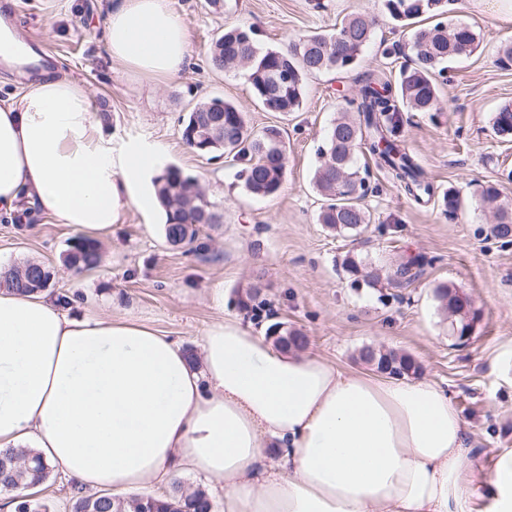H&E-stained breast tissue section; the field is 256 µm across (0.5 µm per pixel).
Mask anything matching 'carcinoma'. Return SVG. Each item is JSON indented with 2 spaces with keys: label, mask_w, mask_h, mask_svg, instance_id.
<instances>
[{
  "label": "carcinoma",
  "mask_w": 512,
  "mask_h": 512,
  "mask_svg": "<svg viewBox=\"0 0 512 512\" xmlns=\"http://www.w3.org/2000/svg\"><path fill=\"white\" fill-rule=\"evenodd\" d=\"M441 0H387L390 18L398 23L423 14L440 16ZM377 22L360 13L351 14L330 34L314 32L288 40L281 50H262L252 26L224 29L212 40L209 64L216 70L243 68L256 102L269 112H295L303 101L304 80L309 75L344 72L355 67L374 37ZM468 53L478 47L476 33L467 25L447 26L439 21L412 33L413 65L400 70L396 84L378 85L368 81L356 96L345 100L343 115L336 120L318 155L322 158L313 176V186L323 198L319 223L338 233L363 232L369 215L361 200L366 195L365 178L356 165L357 152L365 149L404 191L422 202L433 195V184L408 154L399 139L401 114L425 112L435 117L441 111L437 78L443 76L448 61L460 56L458 44ZM493 128L502 138H512V103L503 104L493 117ZM210 139L212 147L202 150L198 139ZM182 139L194 152L221 156L241 164L238 177L245 190L261 198L280 191L288 172V151L282 130L271 125L261 134L253 133L247 112L235 102L215 95L196 103L183 118ZM156 195L165 212L164 233L179 244L195 240L200 227L222 223L223 215L207 199L198 182L169 166L156 181ZM498 191L490 186L482 191L481 204L495 209V238L512 243V210L497 205ZM442 210L455 216L464 200L453 188L440 198ZM69 266L78 272L100 266L102 253L97 243L78 237L66 255ZM418 276L412 265L401 264L393 273L397 287L410 284ZM50 273L40 263L27 261L7 265L0 271V287L19 293L45 290ZM456 290L441 284L434 297L438 309L453 316L458 336L471 334L476 316L463 315L454 303ZM359 359L380 373L411 377L419 364L407 354L382 353L369 347L359 350ZM51 468L30 449L5 448L0 451V490L14 493V512H54L55 504L31 492L44 484ZM68 512H214V503L202 489L175 483L163 496L131 495L122 500L109 493L86 495L73 490Z\"/></svg>",
  "instance_id": "1"
}]
</instances>
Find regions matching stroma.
Masks as SVG:
<instances>
[{"label":"stroma","mask_w":512,"mask_h":512,"mask_svg":"<svg viewBox=\"0 0 512 512\" xmlns=\"http://www.w3.org/2000/svg\"><path fill=\"white\" fill-rule=\"evenodd\" d=\"M113 0H14L6 20L42 56L44 66L82 82L92 98L112 108L103 129L112 153L134 147L154 151L160 166L174 165L196 178L224 215L202 227L191 248L167 243L162 210L129 207L109 235L99 237L103 261L76 272L64 257L77 233L37 215L33 224L0 218V265L38 260L50 271V297L72 295L70 312L127 316L197 354L205 329L234 318L251 331L273 325L301 330L310 353L357 369L362 347L411 354L423 375L444 387L467 425V442L482 451L512 446V243L491 233L494 214L480 207L494 186L512 200V142L493 129L498 107L512 102V60L500 48L512 44V17L448 0L450 22L470 26L478 50L448 64L439 87L437 118L402 115L401 135L437 191L459 190L469 205L456 217L438 201L417 203L378 168H371L363 204L370 223L358 239L319 224L321 198L312 184L317 148L344 97L364 79L396 81L411 52V27L387 18L384 0H226L222 13L204 0H175L188 34V62L173 80L152 79L112 60L104 47V21ZM359 12L378 16L371 46L351 71L312 75L298 111L267 112L253 102L244 71H217L208 62L216 34L236 24L254 26L263 49L292 36L336 30ZM398 44L400 52L385 55ZM220 95L247 112L254 131L280 126L288 173L276 197L246 192L237 166L210 161L182 141V119L203 98ZM392 272L418 261L410 284L357 287L342 266L346 254ZM447 284L467 293L477 318L468 340L453 335L437 308L434 290ZM224 290L216 310L212 288Z\"/></svg>","instance_id":"1"}]
</instances>
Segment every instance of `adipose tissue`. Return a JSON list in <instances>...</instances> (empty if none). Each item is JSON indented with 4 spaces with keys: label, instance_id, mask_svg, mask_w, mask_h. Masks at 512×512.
Here are the masks:
<instances>
[{
    "label": "adipose tissue",
    "instance_id": "ef3b65f1",
    "mask_svg": "<svg viewBox=\"0 0 512 512\" xmlns=\"http://www.w3.org/2000/svg\"><path fill=\"white\" fill-rule=\"evenodd\" d=\"M109 56L173 78L188 35L172 0H116ZM153 152L112 156L88 91L41 69L0 98V213L23 199L103 235L151 210ZM191 359L123 317L70 316L0 291V447L29 448L82 490L121 496L187 468L224 486L221 512H512V448L482 455L446 389L276 349L231 319Z\"/></svg>",
    "mask_w": 512,
    "mask_h": 512
}]
</instances>
